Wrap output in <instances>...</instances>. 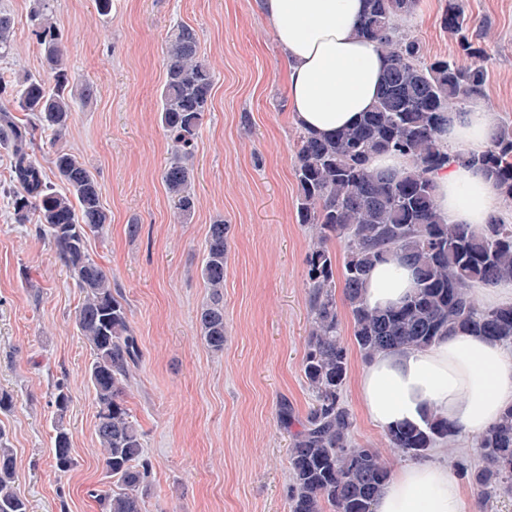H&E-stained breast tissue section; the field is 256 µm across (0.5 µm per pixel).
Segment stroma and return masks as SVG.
Returning <instances> with one entry per match:
<instances>
[{
    "label": "stroma",
    "instance_id": "obj_1",
    "mask_svg": "<svg viewBox=\"0 0 512 512\" xmlns=\"http://www.w3.org/2000/svg\"><path fill=\"white\" fill-rule=\"evenodd\" d=\"M469 32L485 49L483 100L512 123V0H460ZM75 84L61 141L96 176L110 216L88 250L112 275L140 348L125 401L144 433L152 464L144 512H289V440L312 405L301 371L310 328L305 256L293 161L299 127L288 106L287 56L260 0H50ZM33 0H0L15 22L14 49L0 68L16 79L45 78L32 34ZM446 0H419L402 24L424 57L464 61L444 29ZM193 26L214 71L211 110L194 158L197 206L177 219L162 173L171 143L160 122L159 90L170 28ZM229 224L224 278V349L211 351L197 316L210 291L201 278L208 227ZM140 226L138 236L127 227ZM40 292H31L27 280ZM82 295L47 241L13 221L0 194V389L14 396L0 412L16 461L15 486L29 512H100L102 450L85 377L90 350L74 317ZM345 406L352 437L381 450L390 469L407 464L357 396L365 358L350 347ZM65 385L75 467L55 468L52 395ZM293 412L280 415L281 406Z\"/></svg>",
    "mask_w": 512,
    "mask_h": 512
}]
</instances>
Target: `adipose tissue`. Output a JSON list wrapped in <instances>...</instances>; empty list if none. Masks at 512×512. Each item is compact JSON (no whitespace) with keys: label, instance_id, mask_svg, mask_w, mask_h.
Listing matches in <instances>:
<instances>
[{"label":"adipose tissue","instance_id":"1","mask_svg":"<svg viewBox=\"0 0 512 512\" xmlns=\"http://www.w3.org/2000/svg\"><path fill=\"white\" fill-rule=\"evenodd\" d=\"M277 42L290 60L292 115L300 129L321 136L357 123L376 100L387 61L379 45L359 36L366 0H261ZM499 114L481 98L452 113L443 145L479 152L490 143ZM436 203L454 224L480 227L502 203L486 175L455 163L435 177ZM412 268L392 256L376 264L364 296L374 308L401 303L414 289ZM358 395L381 429L436 413L463 433L478 434L512 402V347L482 336L440 339L425 350L380 353L366 363ZM454 468L416 461L386 483L375 512H465Z\"/></svg>","mask_w":512,"mask_h":512}]
</instances>
